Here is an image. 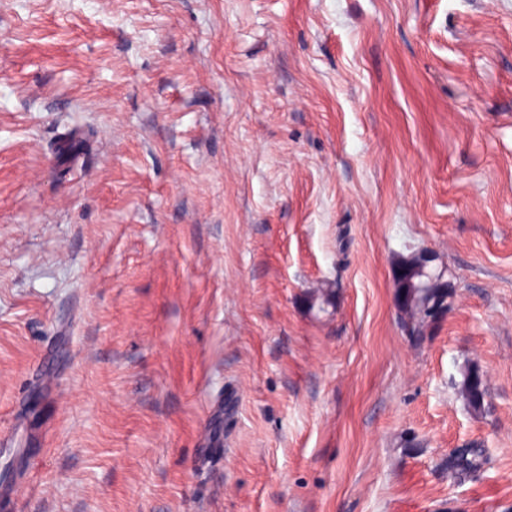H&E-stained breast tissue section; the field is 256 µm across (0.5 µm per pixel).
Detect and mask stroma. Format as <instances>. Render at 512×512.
I'll use <instances>...</instances> for the list:
<instances>
[{
	"label": "stroma",
	"instance_id": "1",
	"mask_svg": "<svg viewBox=\"0 0 512 512\" xmlns=\"http://www.w3.org/2000/svg\"><path fill=\"white\" fill-rule=\"evenodd\" d=\"M0 430V512H512V0H0ZM409 257H402L396 262V299L401 306L403 317L401 320L409 335L416 340L421 339L428 328L432 327L438 320L447 313L450 300L455 295L448 280L440 279L431 284L428 288H406L399 277L400 272L409 264ZM415 290V297L411 303L405 302V297ZM462 379L457 384V395L465 407L473 414H481L485 409L487 384L478 366L465 363L461 370ZM483 464V449L476 444L469 443L462 448H455L448 455L446 466L448 473L461 480L479 470Z\"/></svg>",
	"mask_w": 512,
	"mask_h": 512
}]
</instances>
